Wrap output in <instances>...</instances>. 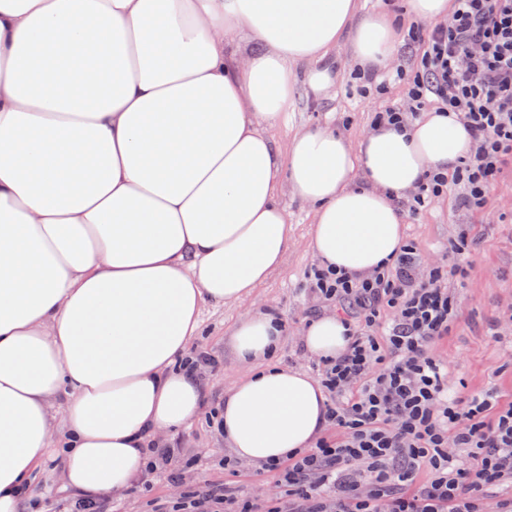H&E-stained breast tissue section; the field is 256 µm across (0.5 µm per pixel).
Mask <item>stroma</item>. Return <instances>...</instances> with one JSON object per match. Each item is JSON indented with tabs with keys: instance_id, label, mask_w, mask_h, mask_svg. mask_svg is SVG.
I'll return each instance as SVG.
<instances>
[{
	"instance_id": "35a3bbf8",
	"label": "stroma",
	"mask_w": 512,
	"mask_h": 512,
	"mask_svg": "<svg viewBox=\"0 0 512 512\" xmlns=\"http://www.w3.org/2000/svg\"><path fill=\"white\" fill-rule=\"evenodd\" d=\"M336 66L341 76L324 100L314 101L304 89H297L296 106L288 115L287 126L273 133L278 145H286L293 130L317 126L335 127L350 144H357L368 132L375 112L406 97L405 86L395 80L388 81L385 94L360 96L350 78L355 65L346 52H337ZM282 203L291 232L281 266L241 301L209 305L202 312L198 344L216 359L215 367L204 376L208 409L217 407L225 390L250 370L249 365L233 357L228 333L253 309H270L287 320L280 362L311 375L316 372L317 360L304 348L303 331L311 318L335 313L336 308L318 303L304 288L306 274L318 263L310 243L312 215L308 207L289 193L283 195ZM404 229L407 240L415 243L421 257L430 264L445 253L449 241L460 231L469 232L473 244L465 261L467 276L463 286L454 291L461 317L452 332L435 344L434 351L448 367L450 386L461 384L469 393L493 391L503 399L512 398V322L503 319L504 314L512 312V167L500 176L488 213L462 210L449 195L418 216L405 219ZM166 441L182 450V461L177 466L181 481L154 475L150 490L142 492L134 487L122 495L106 497V512H158L198 485H239L262 500L281 495L280 487L258 466L241 462L225 467L229 450L223 436L209 426L205 413L187 428L168 435ZM34 486V505L26 512H63V504L73 498L64 487L58 467L38 473Z\"/></svg>"
}]
</instances>
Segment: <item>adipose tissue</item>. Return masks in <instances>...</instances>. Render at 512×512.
<instances>
[{
    "mask_svg": "<svg viewBox=\"0 0 512 512\" xmlns=\"http://www.w3.org/2000/svg\"><path fill=\"white\" fill-rule=\"evenodd\" d=\"M398 42L358 0H0V512H22L55 450L76 495L124 493L150 439L200 414L179 363L205 304L281 265L283 192L311 206L321 264L362 276L399 253V201L469 154L462 122L430 111L354 146L333 128L283 150L270 135L295 104L290 65L308 63L319 100L339 47L365 70ZM283 333L264 309L231 333L255 369L224 394V441L251 464L326 426L321 384L274 361ZM303 342L334 359L347 328L322 315Z\"/></svg>",
    "mask_w": 512,
    "mask_h": 512,
    "instance_id": "adipose-tissue-1",
    "label": "adipose tissue"
}]
</instances>
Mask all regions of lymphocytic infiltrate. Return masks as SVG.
<instances>
[{"mask_svg": "<svg viewBox=\"0 0 512 512\" xmlns=\"http://www.w3.org/2000/svg\"><path fill=\"white\" fill-rule=\"evenodd\" d=\"M408 38L414 59L395 71L406 98L374 122L404 127L431 107L463 122L473 150L452 173L426 175L407 212L419 215L451 189L462 208L484 212L512 159V0H454L446 21L410 28ZM468 252L463 234L437 265H425L409 242L366 277L312 268L309 294L339 306L350 338L342 356L317 366L328 434L263 465L283 490L278 499L204 485L170 512H486L488 492L512 481V403L493 392L449 396L448 370L434 353L459 319L450 286L463 278Z\"/></svg>", "mask_w": 512, "mask_h": 512, "instance_id": "f902f5d3", "label": "lymphocytic infiltrate"}]
</instances>
